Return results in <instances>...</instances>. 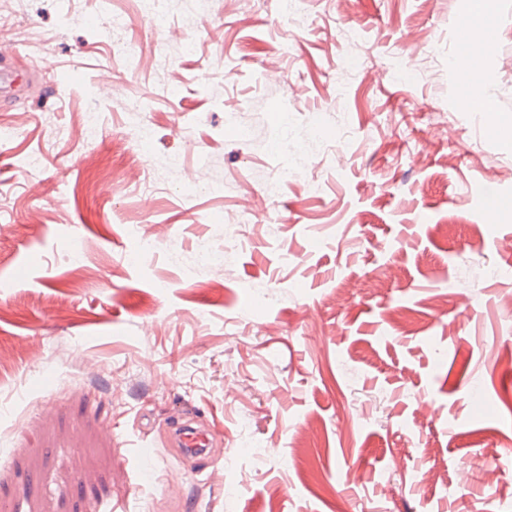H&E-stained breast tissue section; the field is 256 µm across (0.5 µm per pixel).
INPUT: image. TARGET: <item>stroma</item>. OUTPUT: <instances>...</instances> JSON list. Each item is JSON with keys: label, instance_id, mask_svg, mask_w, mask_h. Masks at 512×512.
<instances>
[{"label": "stroma", "instance_id": "35a3bbf8", "mask_svg": "<svg viewBox=\"0 0 512 512\" xmlns=\"http://www.w3.org/2000/svg\"><path fill=\"white\" fill-rule=\"evenodd\" d=\"M483 9L512 118V0ZM472 10L0 0V506L512 512V137L467 94ZM192 417L222 455L164 445Z\"/></svg>", "mask_w": 512, "mask_h": 512}]
</instances>
